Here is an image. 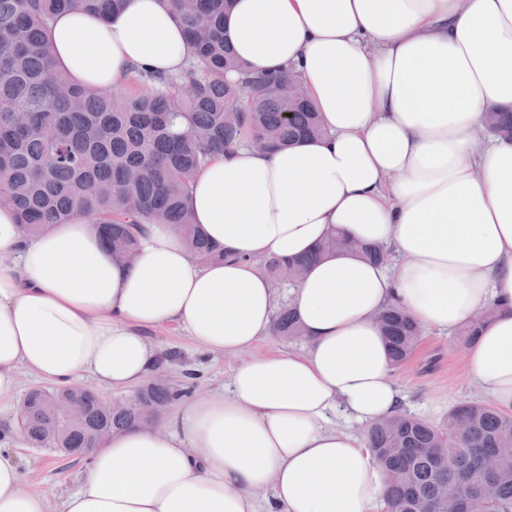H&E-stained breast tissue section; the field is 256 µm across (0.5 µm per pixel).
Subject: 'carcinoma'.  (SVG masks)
Instances as JSON below:
<instances>
[{"mask_svg": "<svg viewBox=\"0 0 512 512\" xmlns=\"http://www.w3.org/2000/svg\"><path fill=\"white\" fill-rule=\"evenodd\" d=\"M126 0H0V206L12 207L27 235L65 224L81 212L93 217L112 259L131 261L143 224H173L190 253L206 263L224 260L193 224L186 196L193 175L214 156L248 145L285 147L326 135L310 99L288 88L299 76L254 73L224 39L232 0H172L189 46L176 75L137 71L134 93L77 85L58 71L46 31L74 7L100 18L119 13ZM485 129L512 139V112L486 113ZM351 250L369 261H389L383 248L331 233L302 259L269 258L264 271L276 285L292 286L309 264ZM393 367L406 363L421 327L399 306L380 316ZM273 333L304 335L288 304L278 306ZM61 391L34 389L22 402V431L37 448H90L97 438L141 423L139 408L155 410L177 397L152 384L133 403L85 402L80 421L67 424L55 403ZM365 440L386 473L388 512H512V414L470 401L448 410L439 424L400 411L370 424Z\"/></svg>", "mask_w": 512, "mask_h": 512, "instance_id": "1", "label": "carcinoma"}]
</instances>
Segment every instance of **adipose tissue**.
Instances as JSON below:
<instances>
[{"label":"adipose tissue","mask_w":512,"mask_h":512,"mask_svg":"<svg viewBox=\"0 0 512 512\" xmlns=\"http://www.w3.org/2000/svg\"><path fill=\"white\" fill-rule=\"evenodd\" d=\"M224 28L251 70L296 71L327 134L238 147L192 179L187 205L229 252L221 262L199 263L174 225L149 224L122 264L84 215L29 237L0 208V512H46L13 431L19 369L125 392L160 370L153 333L167 325L239 353L272 327L261 261L303 256L337 228L395 264L341 251L311 265L291 296L302 351L241 363L162 428L99 440L60 512H257L265 487L271 512H379L383 470L330 419L397 410L379 329L393 304L448 331L493 308L466 361L512 414V140L482 131L489 108L512 109V0H234ZM47 39L57 69L103 90L136 68L177 74L189 56L170 0H126L105 21L76 9Z\"/></svg>","instance_id":"obj_1"}]
</instances>
